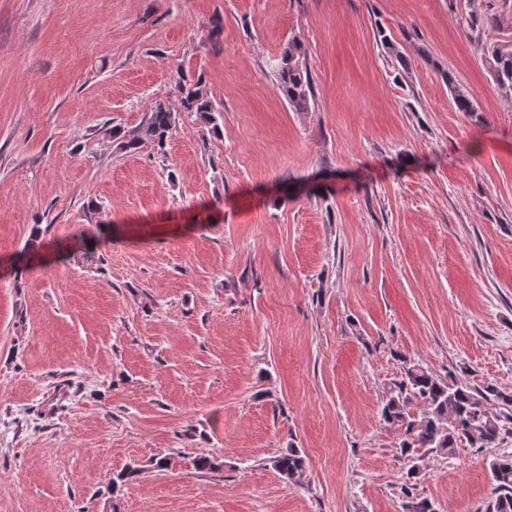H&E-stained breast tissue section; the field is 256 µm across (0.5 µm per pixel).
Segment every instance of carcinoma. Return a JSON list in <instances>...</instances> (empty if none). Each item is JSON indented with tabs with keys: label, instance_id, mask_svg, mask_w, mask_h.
Masks as SVG:
<instances>
[{
	"label": "carcinoma",
	"instance_id": "cac0c4a2",
	"mask_svg": "<svg viewBox=\"0 0 512 512\" xmlns=\"http://www.w3.org/2000/svg\"><path fill=\"white\" fill-rule=\"evenodd\" d=\"M466 24L473 31L511 29L512 13L491 9L473 11L468 14ZM481 50L487 73L501 95L511 100L512 40L487 41ZM275 75L277 86L293 111L312 110L315 103L312 76L304 44L299 38L288 40L276 61ZM445 82L457 110L470 116L476 114L473 94L461 88L449 74L445 75ZM176 90L181 110L196 115L211 132L218 133L220 108L206 93L203 79L181 78ZM175 128L176 113L159 101L146 113L141 126L126 130L114 126L105 133L129 154L138 152L143 138L147 137L157 153L164 155ZM492 402L497 403L499 411L489 410ZM380 419L399 431L401 455L412 460L419 459L421 450L449 455L461 447L497 448L504 435L512 433V393L502 392L493 385H463L451 375L442 377L405 359L400 377L390 383ZM271 464L288 482L299 479L305 469V459L295 448L273 457ZM489 467L496 497L487 505L486 512H512V459L496 457L489 462ZM141 471L138 464L127 466L112 479V491L136 478ZM418 473V465L412 464L401 485V493L407 499L405 512H436L428 499L412 495V480Z\"/></svg>",
	"mask_w": 512,
	"mask_h": 512
}]
</instances>
